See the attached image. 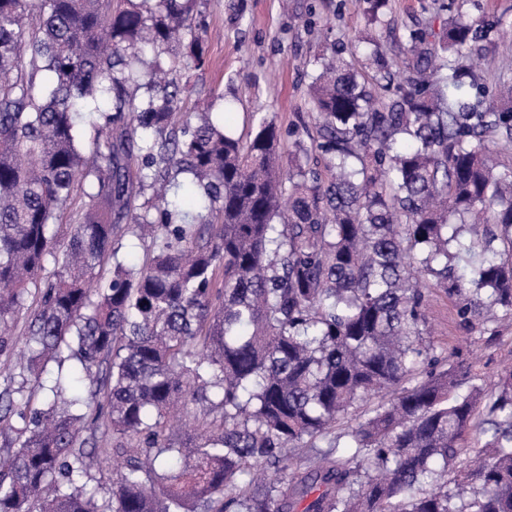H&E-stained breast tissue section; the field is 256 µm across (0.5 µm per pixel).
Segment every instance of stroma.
<instances>
[{"label":"stroma","mask_w":512,"mask_h":512,"mask_svg":"<svg viewBox=\"0 0 512 512\" xmlns=\"http://www.w3.org/2000/svg\"><path fill=\"white\" fill-rule=\"evenodd\" d=\"M441 2L388 0L382 23L372 25L370 0H198L209 64L193 73L195 90L185 109L211 113L237 135L244 133L249 113L274 117L281 151L289 153L293 130L314 123L308 94L321 58L339 46L345 59L357 64L375 41L387 48L393 72H401L408 58L404 28H441L448 17ZM463 10L503 20L477 43L475 75H483L488 57L499 69L512 70V0H465ZM427 315L436 352L473 362L488 376L512 365V321H504L499 337L489 340L479 329L460 325L453 299L440 290L431 291Z\"/></svg>","instance_id":"stroma-1"}]
</instances>
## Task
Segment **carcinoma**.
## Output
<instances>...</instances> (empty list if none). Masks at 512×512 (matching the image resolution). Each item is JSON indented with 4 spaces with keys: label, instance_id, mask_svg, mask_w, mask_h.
Returning a JSON list of instances; mask_svg holds the SVG:
<instances>
[{
    "label": "carcinoma",
    "instance_id": "carcinoma-1",
    "mask_svg": "<svg viewBox=\"0 0 512 512\" xmlns=\"http://www.w3.org/2000/svg\"><path fill=\"white\" fill-rule=\"evenodd\" d=\"M195 7L0 0V327L39 295L0 370L38 384L58 364L42 406L0 393V421L23 422L0 512H512V371L436 355L423 291L491 337L512 317V76L471 67L501 21L450 0L437 40L407 31L398 79L377 47L360 70L335 50L284 176L274 118L236 137L183 111L190 77L156 80L206 66ZM123 231L152 256L107 270ZM101 393L125 456L102 501L82 438ZM191 404L219 415L205 436L174 425Z\"/></svg>",
    "mask_w": 512,
    "mask_h": 512
}]
</instances>
